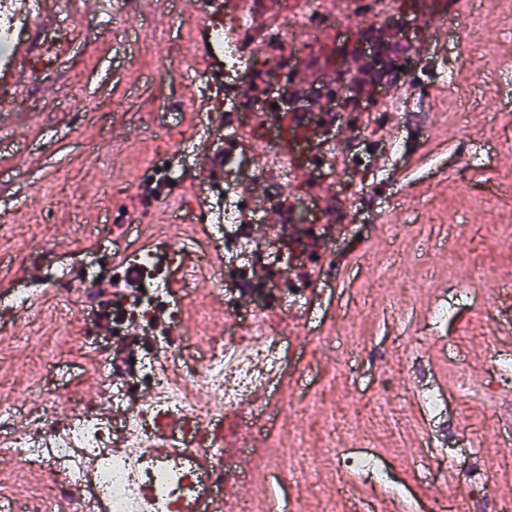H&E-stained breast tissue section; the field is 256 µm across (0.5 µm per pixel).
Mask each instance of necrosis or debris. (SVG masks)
Wrapping results in <instances>:
<instances>
[{"label":"necrosis or debris","instance_id":"4bbe7bcc","mask_svg":"<svg viewBox=\"0 0 512 512\" xmlns=\"http://www.w3.org/2000/svg\"><path fill=\"white\" fill-rule=\"evenodd\" d=\"M238 6L233 26L203 20L217 72L185 75L198 93L224 88V148L193 203L180 195L185 147L176 138L149 159L139 181L149 203L168 210L167 223L76 225L73 252L85 261L76 275L61 269L50 240L33 238L23 259L34 276L0 293V337L41 347L21 382L0 379V454L43 475L31 485L19 473H0V496L12 512H259L254 501L225 495L232 469L294 483L289 509L302 512L307 481L276 444L301 408L286 387L288 340L304 326L288 318L286 301L310 300L335 273L332 232L356 218L349 199L322 192L315 175L401 155L404 145L376 143L364 130L342 146L286 151L270 113L252 110L241 77L251 73L262 86L254 61L285 68L316 44L323 26L386 16L394 2L282 0L271 20L255 14L252 0ZM450 31L462 43L454 60L421 67L395 86L376 123L396 124L408 105L423 107L421 88L431 81L469 101L472 38L455 23ZM262 132L275 143L259 154L252 138ZM249 165L256 174L244 196L235 175ZM302 169L306 190L287 198ZM271 209L280 221L266 238L256 226ZM202 281L212 285L211 298L198 295ZM214 320L223 332L210 330ZM89 384L96 399L85 393Z\"/></svg>","mask_w":512,"mask_h":512}]
</instances>
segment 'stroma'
<instances>
[{
    "label": "stroma",
    "instance_id": "obj_1",
    "mask_svg": "<svg viewBox=\"0 0 512 512\" xmlns=\"http://www.w3.org/2000/svg\"><path fill=\"white\" fill-rule=\"evenodd\" d=\"M25 42L31 73L18 87L0 84V213L14 215L23 240L51 232L69 237L83 217L144 211L150 223L166 213L141 197L108 201L98 191L113 172L137 184L161 137L163 119L195 112L199 157L224 148L206 98L188 90L181 71L207 65L198 15L112 0L110 8H62L51 23L38 14ZM478 21L485 46L465 78L477 95L469 129L459 133L455 107L432 89L436 111L406 112L395 130L405 154L374 173L337 180L348 189L357 221L337 234L336 279L305 304L288 310L307 321L294 340L297 383L311 419L326 418L319 401L357 393L361 416L336 444L377 454L386 480L341 477L309 426L293 427L282 444L296 449L315 486L304 512H390L394 488L409 512H500L512 498V388L487 399L497 353L512 355V309L504 301L503 270H512V158L487 156L512 148V14L492 9ZM473 156L475 168L461 167ZM429 209L427 221L404 230L394 255L381 231L384 212ZM456 301L453 318L433 323L440 300ZM326 348L318 343L326 337ZM464 373L469 390L457 387ZM448 400L444 417L422 407L426 387ZM455 449L446 462L447 449ZM492 467L483 480V467Z\"/></svg>",
    "mask_w": 512,
    "mask_h": 512
}]
</instances>
